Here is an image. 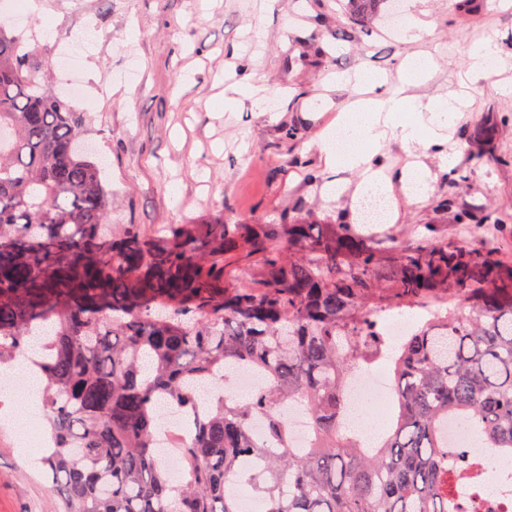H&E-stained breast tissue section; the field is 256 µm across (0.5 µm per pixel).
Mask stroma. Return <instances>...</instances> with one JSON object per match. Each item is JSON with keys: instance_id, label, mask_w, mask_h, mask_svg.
<instances>
[{"instance_id": "obj_1", "label": "stroma", "mask_w": 512, "mask_h": 512, "mask_svg": "<svg viewBox=\"0 0 512 512\" xmlns=\"http://www.w3.org/2000/svg\"><path fill=\"white\" fill-rule=\"evenodd\" d=\"M27 12L22 35L51 66L49 86L69 90L79 80L83 96L69 102L93 118V140L108 170L112 221L116 224H211L222 213L268 224L295 197L320 218L339 214L360 224L363 206L354 200L359 171L329 170L322 137L335 135L356 92L348 77L369 70L384 77L382 91L400 85L402 62L431 56L436 67L411 88L418 102L447 98L466 86L462 117L448 131L443 151L423 149L430 190L409 199L398 178L410 156L399 137L380 150L394 177L397 210L393 230L416 238L435 221L448 190L450 171L470 164L467 134L489 103L512 115V67L485 76L469 72L459 55L465 45L512 36V8L485 0L479 16L452 17L448 0H400L407 14L427 21L417 41L392 31V20L364 19L352 38L336 37L348 18L341 0H39ZM58 17L52 38H38L42 10ZM81 37V68L71 73L58 45ZM246 70L269 94L262 106L243 101L230 112L212 107L224 80ZM296 125L302 139L286 154L283 126ZM477 206L512 199V168L474 169L465 188ZM16 397L0 392V512H60L39 462L41 451L17 443Z\"/></svg>"}]
</instances>
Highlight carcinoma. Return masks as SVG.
<instances>
[{
	"label": "carcinoma",
	"instance_id": "1",
	"mask_svg": "<svg viewBox=\"0 0 512 512\" xmlns=\"http://www.w3.org/2000/svg\"><path fill=\"white\" fill-rule=\"evenodd\" d=\"M44 70L0 28V365L36 377L62 512H240L238 481L266 512H462L453 485L479 464L448 446V420L512 458V262L486 237L366 234L302 201L276 224H109L89 117ZM469 155L512 164L489 129ZM470 174L452 175L441 215L512 237L511 202L458 205ZM394 311L430 313L396 350ZM383 362L396 423L366 448L342 431L346 381ZM240 368L262 379L245 401L226 392ZM173 409L188 423L178 483L157 438ZM288 432L297 447H305L310 437V426L301 411H288Z\"/></svg>",
	"mask_w": 512,
	"mask_h": 512
}]
</instances>
